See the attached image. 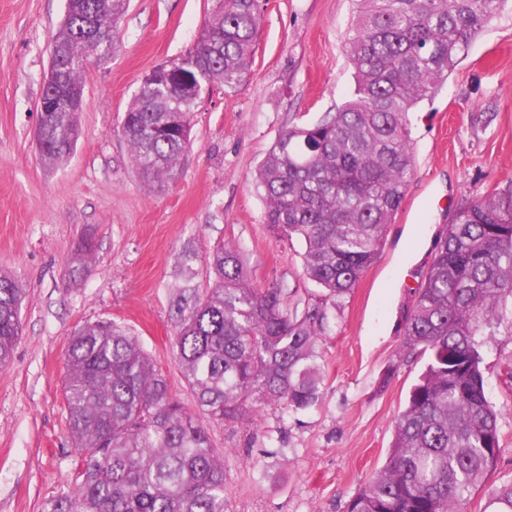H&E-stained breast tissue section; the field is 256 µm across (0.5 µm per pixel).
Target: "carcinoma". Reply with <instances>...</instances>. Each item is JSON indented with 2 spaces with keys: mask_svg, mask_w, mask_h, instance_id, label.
Returning <instances> with one entry per match:
<instances>
[{
  "mask_svg": "<svg viewBox=\"0 0 512 512\" xmlns=\"http://www.w3.org/2000/svg\"><path fill=\"white\" fill-rule=\"evenodd\" d=\"M509 0H357L348 56L354 88L320 120L281 134L258 170L265 222L300 239L306 277L324 290L309 304L282 288H255L244 255L219 248L200 295L181 260L173 350L193 392L190 410L130 330L112 321L76 330L66 351L67 422L74 481L42 512H227L226 448L213 447L198 414L236 424L275 407L306 415L322 399L327 306H337L376 261L414 170L409 113L433 97L471 42ZM128 0H75L52 44L62 69L47 102L83 86L88 50L110 38ZM259 0H217L176 70L194 83L235 89L249 72ZM195 95L157 68L122 125L147 184L170 177L190 144ZM40 153L73 150L77 112H48ZM82 239L76 268L92 261ZM24 291L0 271V369L21 332ZM512 302V180L455 209L405 315L403 344L428 355L395 422L384 465L346 512H464L497 464L498 411L488 401L481 348ZM492 512H512V481L491 491Z\"/></svg>",
  "mask_w": 512,
  "mask_h": 512,
  "instance_id": "carcinoma-1",
  "label": "carcinoma"
}]
</instances>
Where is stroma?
I'll list each match as a JSON object with an SVG mask.
<instances>
[{
  "instance_id": "1",
  "label": "stroma",
  "mask_w": 512,
  "mask_h": 512,
  "mask_svg": "<svg viewBox=\"0 0 512 512\" xmlns=\"http://www.w3.org/2000/svg\"><path fill=\"white\" fill-rule=\"evenodd\" d=\"M214 0H130L109 58L83 76L81 135L59 165L36 145L37 106L66 0H0V270L26 291L21 335L0 369V512H41L74 477L65 351L74 331L125 325L186 407L194 396L173 352L171 296L183 251L206 290L208 259L242 250L250 282L316 302L300 240L264 222L256 171L279 135L317 121L351 93L346 55L352 0H261L250 71L233 91L196 107L191 145L170 178L142 182L122 132L145 74L196 44ZM415 167L373 266L322 338L319 407L291 416L268 407L233 426L209 423L225 450L228 512H344L384 464L394 423L426 362L403 347L404 316L456 207L512 178V8L495 17L436 95L411 116ZM92 237L95 260L71 258ZM501 453L467 512H490L491 490L512 481V311L482 349Z\"/></svg>"
}]
</instances>
